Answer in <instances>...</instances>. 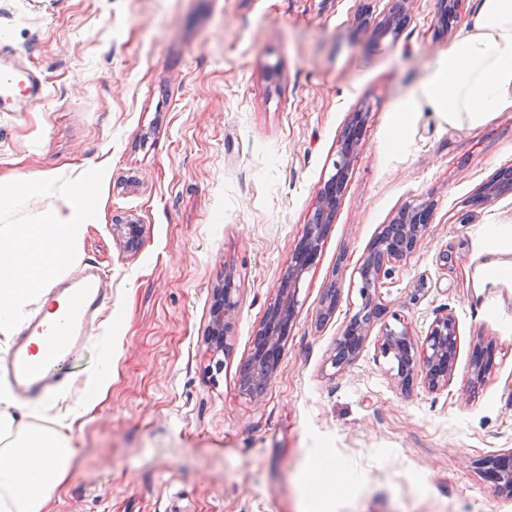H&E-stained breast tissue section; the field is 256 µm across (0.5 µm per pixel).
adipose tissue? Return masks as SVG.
Returning <instances> with one entry per match:
<instances>
[{"label":"adipose tissue","instance_id":"ef3b65f1","mask_svg":"<svg viewBox=\"0 0 512 512\" xmlns=\"http://www.w3.org/2000/svg\"><path fill=\"white\" fill-rule=\"evenodd\" d=\"M426 99L449 120L479 124L486 113L512 109V0H482L472 27L396 109L394 125ZM97 191L74 192L64 209L40 224L0 225V337L28 320L39 293L82 260L84 232L95 216ZM7 383L0 381V512H48L70 465L65 435L17 420Z\"/></svg>","mask_w":512,"mask_h":512}]
</instances>
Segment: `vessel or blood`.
I'll use <instances>...</instances> for the list:
<instances>
[{
	"label": "vessel or blood",
	"instance_id": "1",
	"mask_svg": "<svg viewBox=\"0 0 512 512\" xmlns=\"http://www.w3.org/2000/svg\"><path fill=\"white\" fill-rule=\"evenodd\" d=\"M40 73L0 55V112L43 101ZM65 297L58 327L35 318L16 338L6 375L21 399L34 401L65 383L77 358L88 346L90 329L105 302L106 281L94 266L85 267L61 289Z\"/></svg>",
	"mask_w": 512,
	"mask_h": 512
}]
</instances>
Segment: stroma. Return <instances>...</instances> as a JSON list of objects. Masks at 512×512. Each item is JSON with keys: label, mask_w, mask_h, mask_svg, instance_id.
Here are the masks:
<instances>
[{"label": "stroma", "mask_w": 512, "mask_h": 512, "mask_svg": "<svg viewBox=\"0 0 512 512\" xmlns=\"http://www.w3.org/2000/svg\"><path fill=\"white\" fill-rule=\"evenodd\" d=\"M391 0H0V45L41 72L44 100L0 112V175L76 187L103 168L83 263L109 276L110 303L55 395L17 400L34 427L71 438L50 512H512L483 476L512 448V191L460 223L465 203L512 168V110L478 127L420 104L400 143L392 113L470 28L479 0L438 35V0H409L396 34L359 26ZM367 114L361 149L316 264L302 277L277 372L257 396L240 372L328 180L344 130ZM433 208L426 238L372 290L387 312L359 357L330 365L361 307L358 270L406 205ZM143 224L136 253L112 234ZM449 251L451 271L440 268ZM240 288L230 354L205 344L214 288ZM339 302L319 322L322 296ZM454 315L447 386L401 390L378 339L394 316L424 335ZM495 345L484 379L480 341ZM110 385L86 384L104 356ZM340 466L324 483L322 465ZM320 486L318 499L308 489Z\"/></svg>", "instance_id": "35a3bbf8"}]
</instances>
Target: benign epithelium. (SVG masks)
<instances>
[{
	"instance_id": "7a95c632",
	"label": "benign epithelium",
	"mask_w": 512,
	"mask_h": 512,
	"mask_svg": "<svg viewBox=\"0 0 512 512\" xmlns=\"http://www.w3.org/2000/svg\"><path fill=\"white\" fill-rule=\"evenodd\" d=\"M393 7L384 18L376 22V26L384 31H390L393 26H402L409 20L407 0H392ZM465 0H440L441 25L457 17L463 9ZM359 139L353 138L342 148L333 163L332 174L334 185L320 192L317 207L302 243L296 249L293 263L288 267L286 277L278 286L279 299L270 307L262 324L260 336L266 339L264 345L254 351L252 364L244 368L240 384L248 389L253 373H262L265 382H270L275 375L282 359L284 340L297 306L300 277L316 263L320 251V243L328 224L332 223L339 203V198L347 181L348 170L356 158ZM427 206L420 203L409 205L404 209L405 217H396L391 224V231L399 230L403 242L399 245H389L387 242L378 244L363 258L361 271L376 280L383 268L389 264H397L410 257L423 243L428 224L421 220ZM114 233L129 252L139 249L142 225L139 219L128 214L114 219ZM238 288L230 278L224 280V287L215 291L209 315V343L211 349H216L227 340L233 327L239 307ZM370 324L362 321V313H355L346 325L342 336L336 341V357L331 360V366L341 371L355 360L368 336ZM458 327L453 315L447 314L436 318L427 329L423 344L408 334L407 329L385 326L380 342V353L387 357L408 353L407 364L396 368L394 378L401 389L406 390L415 381H424L429 388L437 389L448 384L455 368L458 349ZM486 474L497 484L500 492L506 497H512V450L486 460Z\"/></svg>"
}]
</instances>
